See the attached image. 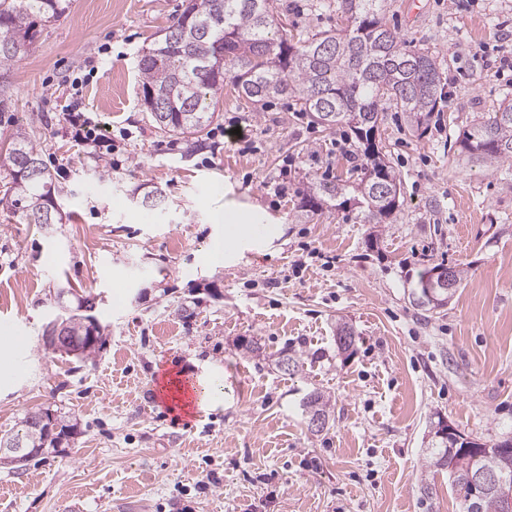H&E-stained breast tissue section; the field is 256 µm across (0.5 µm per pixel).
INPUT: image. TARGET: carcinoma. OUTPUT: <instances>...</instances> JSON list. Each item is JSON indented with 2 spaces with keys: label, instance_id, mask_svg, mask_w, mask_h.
<instances>
[{
  "label": "carcinoma",
  "instance_id": "1",
  "mask_svg": "<svg viewBox=\"0 0 512 512\" xmlns=\"http://www.w3.org/2000/svg\"><path fill=\"white\" fill-rule=\"evenodd\" d=\"M69 0H0V69L10 68L27 53L39 23L64 15ZM344 26L314 34L295 43L284 35L283 12L277 0H188L164 37L146 48L139 61L144 99L157 127L188 142H197L214 120L207 97L224 88L231 78L238 96L254 102L291 97L301 109L329 128L348 126L365 160L364 176L348 183L314 186L302 202L305 212L323 207L358 210L355 219L381 222L399 207L401 182L385 161L375 132L383 121L384 105L406 114L421 127L445 103L437 58L428 50H410L385 21V0H341ZM460 151L491 165L512 168V102L504 100L495 112L473 120L459 137ZM7 161L14 185L12 206L30 224H58L53 175L36 143L25 131L13 134ZM432 269L418 273L410 289L411 302L426 311L436 307L423 301ZM81 311L64 316L70 336L58 351L79 352L87 358L98 350L87 336L90 325ZM355 333L345 323L336 326V346L346 352ZM276 366L293 375L302 367L297 354L283 351ZM331 404L320 391L302 400L306 420L329 423ZM57 437L38 438L40 448L56 449L60 437L75 424L60 421ZM450 448L440 438L432 441L427 468L445 470ZM487 469L512 484V452L492 454L474 464L457 457L449 473L461 501L470 490V472ZM476 512H504L497 490L487 487Z\"/></svg>",
  "mask_w": 512,
  "mask_h": 512
}]
</instances>
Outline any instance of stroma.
<instances>
[{
  "mask_svg": "<svg viewBox=\"0 0 512 512\" xmlns=\"http://www.w3.org/2000/svg\"><path fill=\"white\" fill-rule=\"evenodd\" d=\"M280 3L292 38L341 24L340 0ZM185 5L70 0L0 71V155L24 128L63 216L27 223L0 162V319L13 321L0 436L40 408L78 427L64 451L0 467V512H461L447 473L427 472L432 423L483 443L512 436V172L465 161L457 143L477 113L512 99V72L485 66L512 51V0H387L401 40L436 56L447 101L422 132L385 108L376 139L401 196L379 224L349 211L302 218L313 183L357 181L363 163L342 149L350 128L327 129L292 99L252 103L228 81L201 144L155 128L139 60ZM74 104L112 138L113 161L61 129ZM155 188L163 205L142 207ZM228 210L262 224L267 246L224 264L211 251ZM438 264L465 279L426 315L408 290ZM61 286L67 307L96 302L104 343L89 358L44 344ZM341 320L357 335L348 354L336 349ZM244 336L265 357L244 356ZM288 347L304 362L293 375L267 360ZM167 374L215 378L224 398L174 412L158 392ZM314 389L332 404L315 435L301 409Z\"/></svg>",
  "mask_w": 512,
  "mask_h": 512,
  "instance_id": "obj_1",
  "label": "stroma"
}]
</instances>
